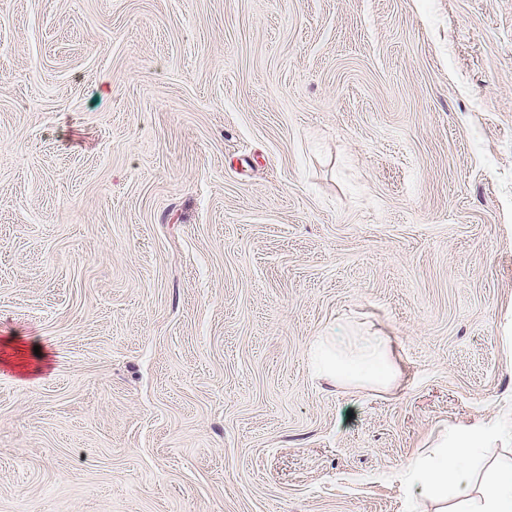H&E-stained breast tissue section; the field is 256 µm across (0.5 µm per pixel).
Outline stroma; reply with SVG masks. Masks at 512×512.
I'll return each instance as SVG.
<instances>
[{"instance_id":"35a3bbf8","label":"stroma","mask_w":512,"mask_h":512,"mask_svg":"<svg viewBox=\"0 0 512 512\" xmlns=\"http://www.w3.org/2000/svg\"><path fill=\"white\" fill-rule=\"evenodd\" d=\"M16 346L0 512H409L512 403V0H0ZM383 345L380 337L368 336L363 339V346L370 352L362 357H349L336 349L329 336H318L310 344L308 355L312 370L319 378L351 385L388 384L395 378V372Z\"/></svg>"}]
</instances>
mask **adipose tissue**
Segmentation results:
<instances>
[{"mask_svg": "<svg viewBox=\"0 0 512 512\" xmlns=\"http://www.w3.org/2000/svg\"><path fill=\"white\" fill-rule=\"evenodd\" d=\"M363 346L365 356L349 357L342 355L329 337H315L308 349L314 374L351 385L390 383L395 372L382 350V339L366 337ZM492 439L512 443V411L504 413L492 430H473L467 445L452 448L447 441H440L433 454L411 460L399 476L416 496L436 503L435 512H448L449 491L467 495L472 480L468 464ZM478 512H512V463L497 467L483 482Z\"/></svg>", "mask_w": 512, "mask_h": 512, "instance_id": "adipose-tissue-1", "label": "adipose tissue"}]
</instances>
